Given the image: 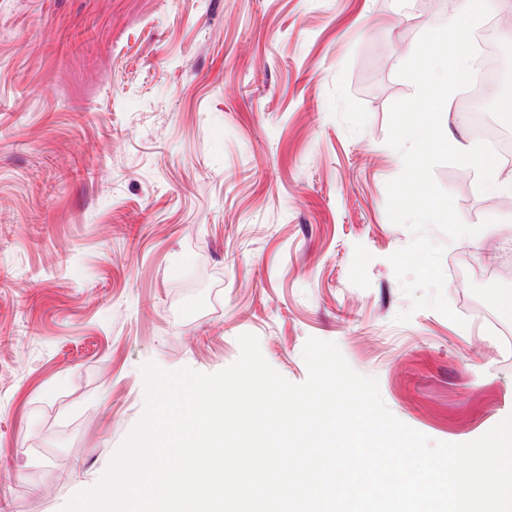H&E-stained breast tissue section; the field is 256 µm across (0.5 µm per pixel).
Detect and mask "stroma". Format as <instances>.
<instances>
[{
  "label": "stroma",
  "instance_id": "1",
  "mask_svg": "<svg viewBox=\"0 0 512 512\" xmlns=\"http://www.w3.org/2000/svg\"><path fill=\"white\" fill-rule=\"evenodd\" d=\"M460 0H0V512H61L142 418V368L213 374L309 338L401 422L474 441L512 416V164L437 185L484 236L442 244L456 314L411 310L387 213L408 47ZM410 311L408 322H396Z\"/></svg>",
  "mask_w": 512,
  "mask_h": 512
}]
</instances>
